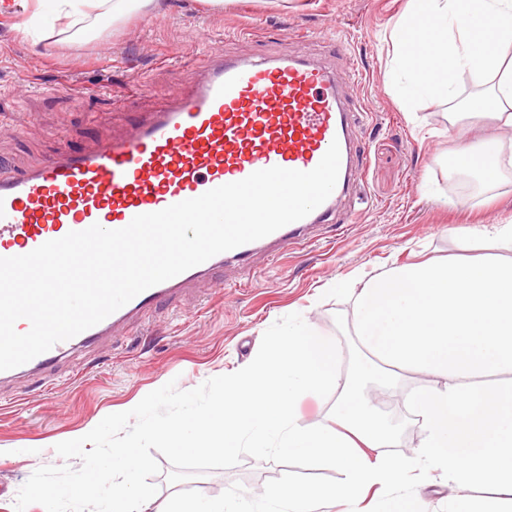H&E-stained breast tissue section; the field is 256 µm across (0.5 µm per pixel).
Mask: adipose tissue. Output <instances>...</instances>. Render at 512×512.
Wrapping results in <instances>:
<instances>
[{"label":"adipose tissue","instance_id":"1","mask_svg":"<svg viewBox=\"0 0 512 512\" xmlns=\"http://www.w3.org/2000/svg\"><path fill=\"white\" fill-rule=\"evenodd\" d=\"M158 0H31V14L17 23L24 35L46 30L100 35L119 28L134 15L157 7ZM470 21L461 23L460 9ZM390 50L404 78L401 95L407 101L455 95L458 72H467L480 99L471 105L477 117L498 127H512V0H411L408 13L390 34ZM465 167L484 183H494L502 169V148L496 143L463 146ZM110 512H245L236 501H211L205 506L176 497L156 502L149 486L115 485L110 489Z\"/></svg>","mask_w":512,"mask_h":512}]
</instances>
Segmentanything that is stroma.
<instances>
[{
	"mask_svg": "<svg viewBox=\"0 0 512 512\" xmlns=\"http://www.w3.org/2000/svg\"><path fill=\"white\" fill-rule=\"evenodd\" d=\"M160 3L116 32L59 44L24 38L15 27L24 0H13L12 15H0V162L20 172L64 151L96 148L140 113L170 106L214 51L299 53L337 74L347 99L363 108L356 137L366 147L365 167L356 193L338 201L333 226L317 230L314 241L235 272L215 271L200 290L66 358L49 381L21 376L0 385V487L7 489L0 512H14L20 487L37 468L60 464L57 443L132 409L169 381L190 390L246 366L264 332L288 314H301L348 355L360 278L395 264L473 257L455 228L512 224V165L494 184L470 191L451 182L457 124L471 125V143L494 138L512 146V128L462 115L478 92L468 74L458 76L449 103L424 98L407 108L389 87L395 64L387 38L409 0H229L220 10L201 0ZM325 28L343 36L344 49L320 38ZM432 380L409 372L393 390L398 402L390 413L407 422L399 447L405 456H415L424 438L407 395ZM159 465L151 482L161 501L215 480L241 483L255 497L286 471L246 456L177 486L167 480L170 463ZM481 497L438 470L416 489L428 512Z\"/></svg>",
	"mask_w": 512,
	"mask_h": 512,
	"instance_id": "1",
	"label": "stroma"
}]
</instances>
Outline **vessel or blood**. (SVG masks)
<instances>
[{"mask_svg": "<svg viewBox=\"0 0 512 512\" xmlns=\"http://www.w3.org/2000/svg\"><path fill=\"white\" fill-rule=\"evenodd\" d=\"M203 69L204 79L175 106L143 113L126 136L92 151L61 153L20 174L0 166V257L27 254L96 223L124 228L136 215L261 169L312 170L335 142L340 168L332 194L303 219L145 290L97 325L0 371V384L21 374H52L76 349L186 295L215 270L247 265L260 253L273 257L309 239L314 227L330 223L337 200L354 189L362 163L352 137L357 113L346 108L328 68L283 54L248 60L211 56Z\"/></svg>", "mask_w": 512, "mask_h": 512, "instance_id": "b4317fda", "label": "vessel or blood"}]
</instances>
